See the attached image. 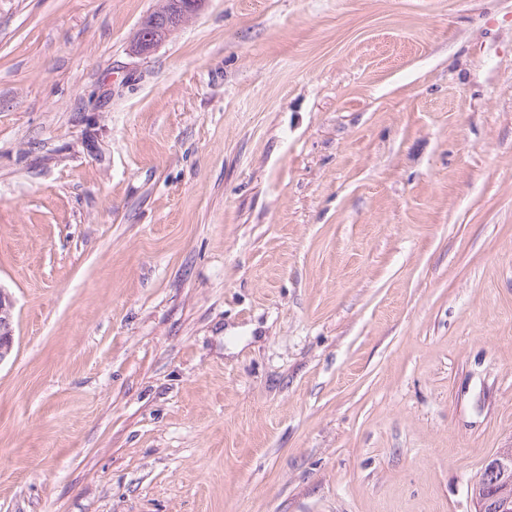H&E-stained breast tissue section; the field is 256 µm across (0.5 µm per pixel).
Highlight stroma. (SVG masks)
I'll return each instance as SVG.
<instances>
[{
  "label": "stroma",
  "mask_w": 512,
  "mask_h": 512,
  "mask_svg": "<svg viewBox=\"0 0 512 512\" xmlns=\"http://www.w3.org/2000/svg\"><path fill=\"white\" fill-rule=\"evenodd\" d=\"M0 0V512H474L512 448V0ZM178 1L162 0L157 13L143 20L134 42V51L138 55H147L170 34L186 24L203 7L206 0H188V7L182 11L176 9ZM13 346V301L0 288V363L10 357ZM502 450H500L496 456L504 454V452H501ZM493 458H491L486 463L479 482L473 488V498L477 500L478 503L480 499H485L488 503V506L484 511L476 512H496L495 510H491V507L497 503V499L500 496L502 487L506 484L505 478H500L501 473L496 472L493 468H490Z\"/></svg>",
  "instance_id": "1"
}]
</instances>
